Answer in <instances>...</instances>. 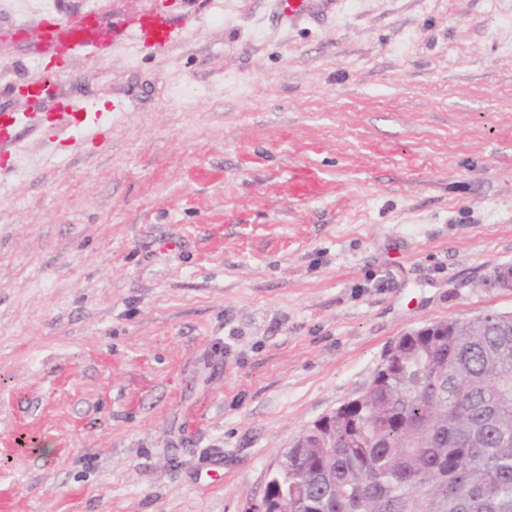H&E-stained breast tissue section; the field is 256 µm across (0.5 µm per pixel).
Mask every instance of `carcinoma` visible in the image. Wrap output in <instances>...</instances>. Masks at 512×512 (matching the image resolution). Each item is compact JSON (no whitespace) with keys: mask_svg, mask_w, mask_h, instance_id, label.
<instances>
[{"mask_svg":"<svg viewBox=\"0 0 512 512\" xmlns=\"http://www.w3.org/2000/svg\"><path fill=\"white\" fill-rule=\"evenodd\" d=\"M288 512H512V312L398 338L266 494Z\"/></svg>","mask_w":512,"mask_h":512,"instance_id":"obj_1","label":"carcinoma"}]
</instances>
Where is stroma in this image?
I'll return each mask as SVG.
<instances>
[{"instance_id": "1", "label": "stroma", "mask_w": 512, "mask_h": 512, "mask_svg": "<svg viewBox=\"0 0 512 512\" xmlns=\"http://www.w3.org/2000/svg\"><path fill=\"white\" fill-rule=\"evenodd\" d=\"M51 2L0 0V512H251L390 342L512 311V0ZM131 33L139 41H151L154 46L164 48L172 38L173 29L166 16L155 14L138 20ZM111 28L96 25L88 16L48 23L40 32L41 40L58 55L83 54L92 61L102 59L111 46Z\"/></svg>"}]
</instances>
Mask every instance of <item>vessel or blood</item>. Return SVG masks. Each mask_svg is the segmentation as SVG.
I'll return each mask as SVG.
<instances>
[{
    "label": "vessel or blood",
    "instance_id": "vessel-or-blood-1",
    "mask_svg": "<svg viewBox=\"0 0 512 512\" xmlns=\"http://www.w3.org/2000/svg\"><path fill=\"white\" fill-rule=\"evenodd\" d=\"M111 29L96 25L90 17L51 21L41 31L42 41L62 56L84 55L97 61L102 59L111 45ZM173 30L166 16L155 14L138 20L132 28L133 38L165 47Z\"/></svg>",
    "mask_w": 512,
    "mask_h": 512
}]
</instances>
